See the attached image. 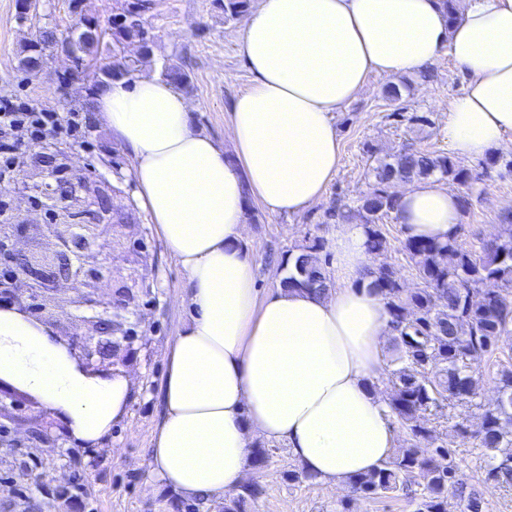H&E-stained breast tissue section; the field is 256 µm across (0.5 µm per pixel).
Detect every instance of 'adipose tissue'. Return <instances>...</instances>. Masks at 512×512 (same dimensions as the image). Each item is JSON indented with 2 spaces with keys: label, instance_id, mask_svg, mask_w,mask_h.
<instances>
[{
  "label": "adipose tissue",
  "instance_id": "adipose-tissue-1",
  "mask_svg": "<svg viewBox=\"0 0 512 512\" xmlns=\"http://www.w3.org/2000/svg\"><path fill=\"white\" fill-rule=\"evenodd\" d=\"M258 0L239 53L250 85L229 108L230 150L190 120L169 82L135 76L95 96L100 122L129 148L136 195L185 274L189 321L175 337L161 388L165 414L148 466L186 498L235 492L256 440L280 442L329 490L387 460L397 437L374 381L394 330L370 288L363 225L332 236L334 288L259 295L244 213L319 202L340 165L337 112L371 76H399L448 53L466 75L448 101V146L478 160L512 147V0ZM406 235L447 241L456 195L435 180L398 196ZM0 377L55 412L74 443L100 444L120 421L128 372L87 374L51 329L19 307L0 309Z\"/></svg>",
  "mask_w": 512,
  "mask_h": 512
}]
</instances>
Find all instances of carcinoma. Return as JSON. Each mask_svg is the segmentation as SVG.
<instances>
[{"label": "carcinoma", "instance_id": "carcinoma-1", "mask_svg": "<svg viewBox=\"0 0 512 512\" xmlns=\"http://www.w3.org/2000/svg\"><path fill=\"white\" fill-rule=\"evenodd\" d=\"M150 6V0H116L112 63L86 72L85 80L92 86L99 88L109 79L137 70L139 61L126 56L122 45L141 31L142 14ZM80 24L82 30L69 40L76 54L87 53L98 43L90 31V20L85 18ZM55 43L54 30H40L22 47V68H38L41 50ZM160 76L178 88L189 84L188 72L176 65L163 64ZM372 173L374 183L356 208L340 204L334 207L333 216L359 220L365 228L368 252L375 257L387 249L379 221L397 213L398 196L390 191L392 184L435 177L469 190L479 180L478 173L448 155L406 147L377 159ZM404 249L421 287L404 288L397 272L386 263L375 264L369 275L370 287L383 296L398 332L397 368L389 378L387 406L416 444L401 449L381 468L352 478L350 484L354 493L366 497L417 493L416 512H448V486L458 483L457 465L442 434L429 425L426 413L443 408L445 401L476 407L482 410L480 428L471 435L476 445L493 451L512 448V346L506 351L500 345L502 337L512 335V223L502 225L499 235L482 243L478 251L463 248L454 236L444 243L408 237ZM323 250V241L316 238L289 255L284 264L291 268L281 285L325 292L329 260ZM497 354L502 355L496 360L494 376L498 399L486 406L477 401L483 375L473 368V362ZM487 473L512 485V453L499 461L489 457ZM261 494V488L244 483L224 504V512H247V505Z\"/></svg>", "mask_w": 512, "mask_h": 512}]
</instances>
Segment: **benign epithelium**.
Here are the masks:
<instances>
[{
	"label": "benign epithelium",
	"mask_w": 512,
	"mask_h": 512,
	"mask_svg": "<svg viewBox=\"0 0 512 512\" xmlns=\"http://www.w3.org/2000/svg\"><path fill=\"white\" fill-rule=\"evenodd\" d=\"M74 190L59 198L49 213L45 225L48 232L66 226L69 232L57 235V249L50 254L27 253L17 248L25 225L0 224V254L11 261L13 274L0 280V300L7 299L36 317L46 310L47 294L52 282L72 279L85 289L79 306L94 313L96 333L110 335L114 324L112 316L125 306L102 301L98 283L104 277L103 253L105 242L100 233V223L95 217L102 214L101 203L85 190L82 182L71 180ZM78 365L87 372H98V362L104 358L98 351L99 341L94 337H70L62 339ZM8 414L0 406V447L36 448L53 442L48 428L30 431L20 438L12 435V428L3 422Z\"/></svg>",
	"instance_id": "1"
}]
</instances>
